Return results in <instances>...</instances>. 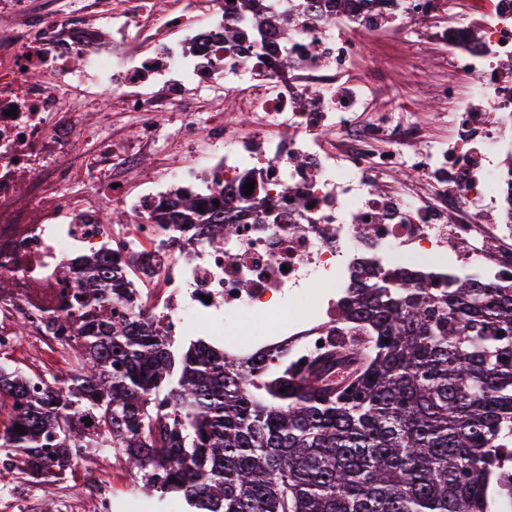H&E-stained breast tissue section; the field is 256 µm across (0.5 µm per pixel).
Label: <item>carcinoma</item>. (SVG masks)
I'll return each instance as SVG.
<instances>
[{
  "instance_id": "carcinoma-1",
  "label": "carcinoma",
  "mask_w": 512,
  "mask_h": 512,
  "mask_svg": "<svg viewBox=\"0 0 512 512\" xmlns=\"http://www.w3.org/2000/svg\"><path fill=\"white\" fill-rule=\"evenodd\" d=\"M278 7L299 21L294 0ZM198 206L187 190L172 204L184 244L194 224L234 234ZM53 280L76 283L49 289L48 325L77 371L62 387L0 365V448L41 481L110 448L163 512H512V288L375 273L345 290L329 347L289 362L174 349L152 318L117 311L134 297L105 257Z\"/></svg>"
}]
</instances>
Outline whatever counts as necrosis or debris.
Instances as JSON below:
<instances>
[{
  "label": "necrosis or debris",
  "mask_w": 512,
  "mask_h": 512,
  "mask_svg": "<svg viewBox=\"0 0 512 512\" xmlns=\"http://www.w3.org/2000/svg\"><path fill=\"white\" fill-rule=\"evenodd\" d=\"M459 5L351 0L331 16L315 0L300 28L270 39L228 0H0V223L24 227L0 251V273L20 282L105 255L165 336L193 320L220 336L244 311L266 325L254 351L295 358L324 344L362 269L512 285V0H490L474 20ZM442 15L450 22L430 42L447 51L448 74L434 93L453 136L431 142L422 125L372 109L381 83L365 46L413 45ZM463 77L476 81L467 96ZM230 109L247 124L225 123ZM116 112L138 119L119 147L106 133ZM151 148L146 171L137 159ZM404 168L428 195L376 189ZM182 189L223 197L234 235L183 248L162 224ZM110 206L127 223H101ZM16 314L44 332L47 313L1 302L0 352L16 345Z\"/></svg>",
  "instance_id": "obj_1"
}]
</instances>
